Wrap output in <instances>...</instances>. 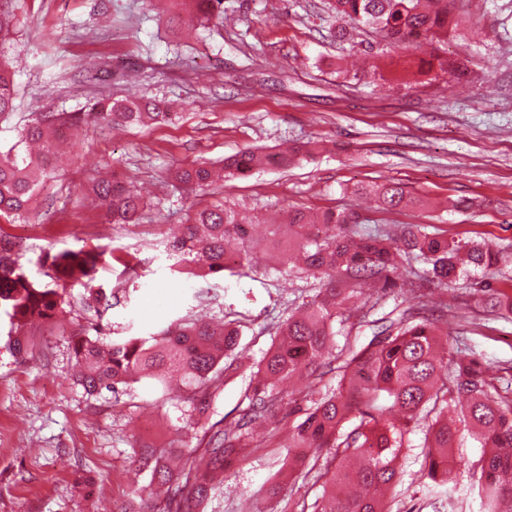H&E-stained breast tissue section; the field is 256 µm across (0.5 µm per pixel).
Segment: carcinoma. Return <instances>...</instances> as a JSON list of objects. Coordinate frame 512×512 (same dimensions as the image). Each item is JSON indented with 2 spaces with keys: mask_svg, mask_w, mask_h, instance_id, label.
I'll return each mask as SVG.
<instances>
[{
  "mask_svg": "<svg viewBox=\"0 0 512 512\" xmlns=\"http://www.w3.org/2000/svg\"><path fill=\"white\" fill-rule=\"evenodd\" d=\"M169 2L176 8L171 24L183 13L202 23L224 19V0ZM453 7L454 0H334L333 5L337 17L372 28L404 47L448 38V28L457 26ZM15 99L13 74L0 62V119L14 111ZM172 116L165 101L101 99L83 113L49 112L34 119L14 143L0 149V219L13 223L37 213L55 172L58 142L85 118L134 127ZM318 151L317 141L299 143L278 154L277 164L286 168L296 157ZM271 161L270 154L245 148L225 157L222 171L227 177L247 176ZM215 176V169L205 163L180 166L171 174L187 191L212 185ZM93 192L112 223L138 219L143 200L117 171L112 179L97 182ZM368 193L384 210L406 200L403 187L392 182ZM355 223V215L344 210L311 213L293 208L286 223L267 225L264 241L271 256L285 265L296 260L302 271L322 281V288L299 311L275 324L273 343L252 372L246 416L209 425L195 444L179 449L175 468L150 447L134 451L136 469L150 471V483L164 488L158 504L142 498L143 489H133L139 498L136 512H199L215 476L235 463L239 449L250 444L261 448L274 438L272 433L261 435L254 424L275 415L284 400L280 385L303 371L338 377L332 391L310 387L301 394L308 407L303 420L288 431V464L312 460L300 475L301 486L322 484L314 512H396L400 475L393 462L409 427L421 418L427 420L420 451L426 483H441L448 462L456 458L483 512H512V397L496 393L488 364L453 352L456 327L432 314L424 295L408 289L411 305L398 319L377 327L366 344H336L338 329L348 320L343 301L369 283L382 291L395 287L393 275L402 259H421L426 280L446 292L478 270L493 272L504 257L485 242L456 241L420 224L405 226L399 249L389 234L360 232ZM254 228L231 207L205 208L171 240L172 251L189 264L190 275H243L251 268ZM6 239L0 233V310L11 328L60 320L65 310L59 289L31 281L11 258ZM100 257L95 250L81 249L63 251L51 260L57 281L77 272L88 278L82 301L89 309L106 296L102 286L93 285ZM472 301L501 319H512V294L488 280L478 282ZM240 340L234 321L214 325L191 318L148 337L105 343L97 335L75 336L77 384L91 396L104 390L116 394L143 378L162 384L173 369L182 376V399L203 417L210 413L224 374L242 364ZM464 431L483 448L479 457L460 451Z\"/></svg>",
  "mask_w": 512,
  "mask_h": 512,
  "instance_id": "carcinoma-1",
  "label": "carcinoma"
}]
</instances>
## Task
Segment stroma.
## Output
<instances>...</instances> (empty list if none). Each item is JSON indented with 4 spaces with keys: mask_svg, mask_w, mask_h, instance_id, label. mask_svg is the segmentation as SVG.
Instances as JSON below:
<instances>
[{
    "mask_svg": "<svg viewBox=\"0 0 512 512\" xmlns=\"http://www.w3.org/2000/svg\"><path fill=\"white\" fill-rule=\"evenodd\" d=\"M459 25L447 42L407 50L364 26H342L329 0H224V22L170 25L152 0H0L12 34L0 58L14 74L16 108L0 121V145L16 139L36 112H82L95 99L136 97L171 103L167 123L113 130L78 128V147L59 168L29 222L6 225L18 262L53 285L46 254L105 252L111 306L84 307V288L67 283L65 317L23 328L33 355L7 346L0 319V512H120L148 473L134 449L175 452L204 421L188 403L141 382L119 393L87 395L75 380L71 338L90 325L113 339L147 336L177 319L206 316L243 326L245 365L220 388L211 421L247 411L251 368L272 343L274 321L309 301L320 282L261 257L250 275L186 278L168 240L196 211L227 204L251 218L286 220L289 206L355 212L360 227L401 232L424 224L462 241L491 243L508 256L495 287L512 291V0H457ZM436 56L470 61L452 78L422 69ZM308 140L322 152L226 179L199 193L173 188L178 165L215 163L250 148L278 150ZM117 167L141 191L138 225L107 224L91 187L101 166ZM394 182L413 205L380 209L365 187ZM470 200L451 212V199ZM464 334L486 362L512 361V322L474 308ZM303 417L282 404L265 448L242 449L204 512H269L267 489L288 464L285 437ZM424 429L407 434L394 460L401 512H448V495L469 498L461 469L447 490L419 480Z\"/></svg>",
    "mask_w": 512,
    "mask_h": 512,
    "instance_id": "35a3bbf8",
    "label": "stroma"
}]
</instances>
